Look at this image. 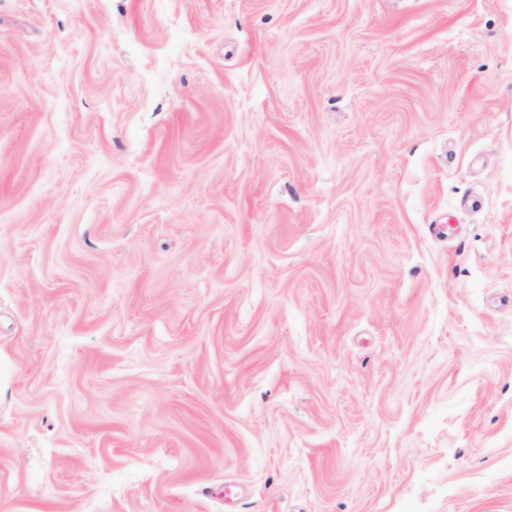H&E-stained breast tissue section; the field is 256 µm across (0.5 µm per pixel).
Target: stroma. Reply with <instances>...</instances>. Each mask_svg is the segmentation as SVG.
<instances>
[{
    "label": "stroma",
    "instance_id": "1",
    "mask_svg": "<svg viewBox=\"0 0 512 512\" xmlns=\"http://www.w3.org/2000/svg\"><path fill=\"white\" fill-rule=\"evenodd\" d=\"M0 512H512V0H0Z\"/></svg>",
    "mask_w": 512,
    "mask_h": 512
}]
</instances>
